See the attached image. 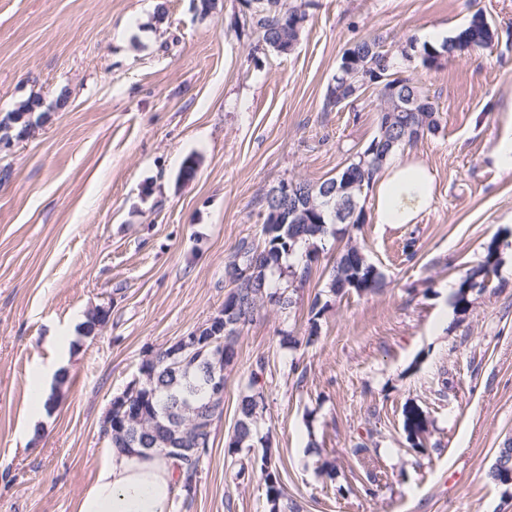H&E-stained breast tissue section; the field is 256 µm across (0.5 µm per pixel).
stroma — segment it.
Instances as JSON below:
<instances>
[{
    "label": "stroma",
    "instance_id": "35a3bbf8",
    "mask_svg": "<svg viewBox=\"0 0 512 512\" xmlns=\"http://www.w3.org/2000/svg\"><path fill=\"white\" fill-rule=\"evenodd\" d=\"M291 2L306 22L278 53L244 24L245 0H212L205 14L195 0H0V119L41 101L29 134L0 147V512H75L112 454L100 422L113 398L144 355L223 308L224 263L260 236L263 193L335 177L377 134L378 90L325 103L348 45L449 34L476 8L498 30L493 51L401 66L439 112L436 133L407 147L437 173L432 208L327 238L295 305L244 328L193 501L174 512H265L267 447L302 512H512L489 477L512 440V174L487 159L512 106V0ZM350 237L382 272L379 292L329 293ZM491 243L493 289L456 311ZM316 298L327 307L312 337ZM63 339L67 378L28 436L30 388ZM261 356L266 410L240 460L226 447ZM411 403L428 415L430 455L407 446Z\"/></svg>",
    "mask_w": 512,
    "mask_h": 512
}]
</instances>
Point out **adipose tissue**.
<instances>
[{
    "mask_svg": "<svg viewBox=\"0 0 512 512\" xmlns=\"http://www.w3.org/2000/svg\"><path fill=\"white\" fill-rule=\"evenodd\" d=\"M436 180V172L424 161L391 157L373 182L374 223H416L434 201ZM176 488L175 472L166 459L116 450L80 496L76 512H173Z\"/></svg>",
    "mask_w": 512,
    "mask_h": 512,
    "instance_id": "adipose-tissue-1",
    "label": "adipose tissue"
}]
</instances>
